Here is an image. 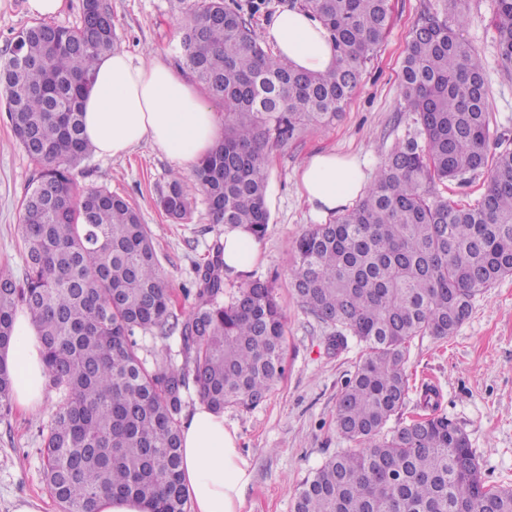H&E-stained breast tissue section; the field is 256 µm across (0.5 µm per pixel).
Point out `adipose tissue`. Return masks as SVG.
I'll return each mask as SVG.
<instances>
[{
  "label": "adipose tissue",
  "instance_id": "ef3b65f1",
  "mask_svg": "<svg viewBox=\"0 0 512 512\" xmlns=\"http://www.w3.org/2000/svg\"><path fill=\"white\" fill-rule=\"evenodd\" d=\"M276 56L293 67L325 72L335 65L329 33L314 14L295 7L276 13L266 27ZM83 104V135L96 154L120 158L142 143L163 152L189 172L222 140V119L204 94L158 59L134 61L125 52L100 57ZM298 192L313 212L327 215L355 200L365 185L356 158L331 152L312 155L296 174ZM259 243L240 227H225L223 261L229 270L250 269ZM45 347L26 311L14 317L12 342L5 351L15 374L13 401L33 411L47 390ZM235 430L223 413L197 405L181 427V472L191 512H239L248 481V462Z\"/></svg>",
  "mask_w": 512,
  "mask_h": 512
}]
</instances>
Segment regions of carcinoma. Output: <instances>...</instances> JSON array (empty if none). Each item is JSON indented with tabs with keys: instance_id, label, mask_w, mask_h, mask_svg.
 Masks as SVG:
<instances>
[{
	"instance_id": "obj_1",
	"label": "carcinoma",
	"mask_w": 512,
	"mask_h": 512,
	"mask_svg": "<svg viewBox=\"0 0 512 512\" xmlns=\"http://www.w3.org/2000/svg\"><path fill=\"white\" fill-rule=\"evenodd\" d=\"M408 35L400 88L423 143L397 144L365 196L298 239L291 283L300 305L364 356L336 403V427L355 447L327 459L297 488L294 512H512V489L490 486L464 430L437 413L385 431L409 386L417 336L446 338L473 299L512 275V149L488 157L484 65L455 22L465 0H441ZM179 62L224 101V140L193 176L213 223L261 237L270 222L264 146L332 123L356 91L391 24L389 0H303L328 30L336 65L296 69L262 45L224 0H181ZM501 68L512 71V0H495ZM118 47L104 0L79 23L39 21L0 59V91L14 135L41 165L22 205L24 277L0 288V348L24 307L44 343L49 383L63 393L44 438V475L62 512H98L104 496H133L145 512H186L179 417L193 389L213 409L259 403L281 378L285 316L274 286L253 280L229 304L221 257L206 266L192 311L180 319L159 273L152 236L124 198L80 189L72 169L93 148L82 102L96 61ZM489 168L480 201L435 194ZM160 207L183 218L189 202L172 174ZM179 332L184 362L149 368L135 331ZM12 380L0 364V418Z\"/></svg>"
}]
</instances>
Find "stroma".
I'll return each mask as SVG.
<instances>
[{
	"label": "stroma",
	"instance_id": "35a3bbf8",
	"mask_svg": "<svg viewBox=\"0 0 512 512\" xmlns=\"http://www.w3.org/2000/svg\"><path fill=\"white\" fill-rule=\"evenodd\" d=\"M119 48L137 60L152 57L175 64L179 52L178 0H106ZM438 0H390L391 26L365 67L359 87L342 116L325 127L307 126L293 139L270 140L267 160L270 222L260 238V255L246 273L224 277V297L232 299L253 279H271L286 317L285 372L256 406L224 411L235 427L249 463V480L239 512H293L297 487L329 457L350 443L336 429V400L362 355L356 341L335 349L333 331L300 305L290 270L297 239L326 218L311 212L299 196L296 173L321 151L355 155L375 179L392 148L417 132L400 92V68L407 37L422 12ZM494 0H467L460 32L481 53L489 85L487 101L492 143L512 148V73L499 66L493 39ZM38 170L16 141L0 99V272L22 278L20 209ZM173 168L167 157L142 144L122 158L91 156L74 170L77 183L103 187L127 200L152 235L160 272L173 310L188 313L200 270L224 242V227L210 221L208 207L192 174H184L190 201L176 222L158 206ZM409 392L404 418L418 415L425 387L440 394V414L462 427L483 480L512 487V276L478 296L469 318L446 338L416 337L406 364ZM60 404L48 389L33 412L13 409L0 420V512L15 501L47 498L41 448Z\"/></svg>",
	"mask_w": 512,
	"mask_h": 512
}]
</instances>
